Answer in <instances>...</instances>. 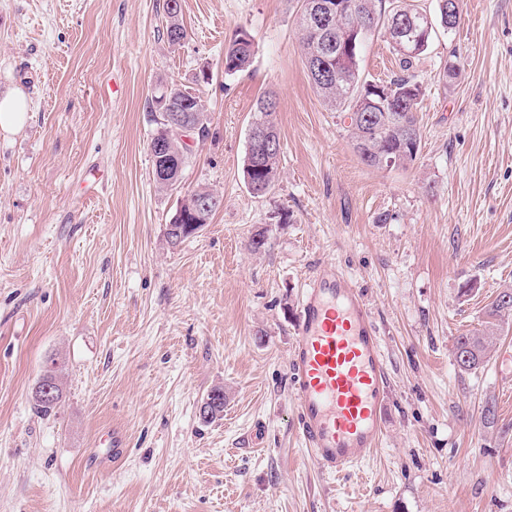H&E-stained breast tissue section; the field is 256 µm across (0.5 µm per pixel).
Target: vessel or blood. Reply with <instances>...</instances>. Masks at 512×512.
<instances>
[{
  "mask_svg": "<svg viewBox=\"0 0 512 512\" xmlns=\"http://www.w3.org/2000/svg\"><path fill=\"white\" fill-rule=\"evenodd\" d=\"M292 327L289 380L301 442L323 472L345 473L384 434L390 386L370 303L344 275L318 274Z\"/></svg>",
  "mask_w": 512,
  "mask_h": 512,
  "instance_id": "obj_1",
  "label": "vessel or blood"
}]
</instances>
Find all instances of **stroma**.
<instances>
[{"label":"stroma","instance_id":"stroma-1","mask_svg":"<svg viewBox=\"0 0 512 512\" xmlns=\"http://www.w3.org/2000/svg\"><path fill=\"white\" fill-rule=\"evenodd\" d=\"M163 3L0 0V96L29 106L0 134V512H512V318L485 316L512 288V0H462L414 59L421 147L405 169L362 164L321 102L299 0H181L178 48ZM242 29L253 64L228 77ZM359 65L372 82L400 72L381 34ZM172 82L200 97L209 133L163 191L147 101ZM269 92L280 179L257 198L242 161ZM200 187L222 207L169 248ZM321 271L367 296L390 379L380 448L337 477L301 445L288 374L293 313ZM484 328V369L460 374L454 337ZM54 361L63 396L44 417L31 393ZM216 387L224 412L206 423ZM197 198H217L219 200H222V197L216 193H214L211 190H208L206 188H201L198 190H194L187 194V197L182 202V206L179 210V212L176 215H173V217L170 220V224H174V226H179L181 224L180 229L176 230L177 232H184L189 235H195L197 234L201 228L204 226V224H209L211 217L214 215V213L218 210V208L210 211L208 214H206V217L204 219V222L202 224H186L187 222L180 219V213L189 211L190 207L193 208V202ZM182 224H186V226H182Z\"/></svg>","mask_w":512,"mask_h":512}]
</instances>
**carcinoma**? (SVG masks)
<instances>
[{"label": "carcinoma", "mask_w": 512, "mask_h": 512, "mask_svg": "<svg viewBox=\"0 0 512 512\" xmlns=\"http://www.w3.org/2000/svg\"><path fill=\"white\" fill-rule=\"evenodd\" d=\"M318 0H302L298 25L301 31V52L304 61L321 52L322 43L334 48L331 78L321 84L312 81L322 102L338 112L347 122L353 148L361 162L372 168H382L388 155L399 159V167L407 168L418 157L421 135L416 106L422 86L407 74L412 60L429 47L437 28H448V0H436L431 23L416 18L418 10L396 0H336V14L323 25V34L314 37L306 26V16L314 10ZM180 0H165L167 17L165 34L172 46H181L187 40V31L180 23ZM388 35L393 47L402 56V74L385 83L361 79L359 55L364 45L378 33ZM255 45L245 30L224 47V74L233 76L247 70L253 60ZM150 107L155 112L156 130L152 139L167 133L166 117L172 114H191L203 105L201 99L182 89L178 84L164 87L154 94ZM276 99L265 94L257 99L251 116L250 128L257 137L277 130L275 123ZM280 152L273 150L254 160L253 148L247 147L243 160L244 178L269 194L276 186ZM489 319L498 321L512 316V289L499 292L487 310ZM490 352V337L483 332L461 334L454 337L451 354L462 359L458 370L465 374L479 370Z\"/></svg>", "instance_id": "1"}]
</instances>
